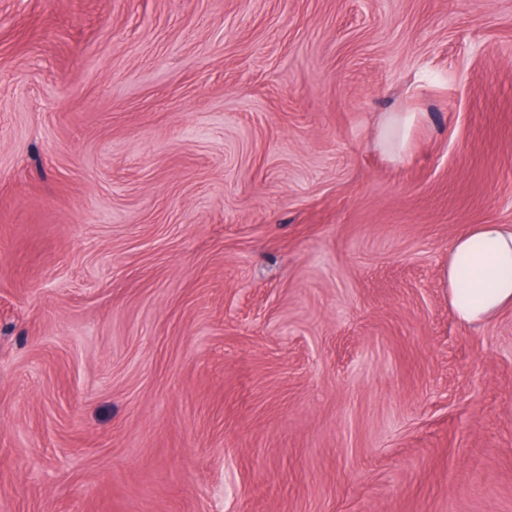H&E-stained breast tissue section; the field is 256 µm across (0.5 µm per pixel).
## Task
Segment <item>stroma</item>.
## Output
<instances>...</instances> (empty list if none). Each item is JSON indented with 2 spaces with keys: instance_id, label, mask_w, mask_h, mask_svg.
Here are the masks:
<instances>
[{
  "instance_id": "35a3bbf8",
  "label": "stroma",
  "mask_w": 512,
  "mask_h": 512,
  "mask_svg": "<svg viewBox=\"0 0 512 512\" xmlns=\"http://www.w3.org/2000/svg\"><path fill=\"white\" fill-rule=\"evenodd\" d=\"M470 224L512 0H0V512H512ZM424 118L422 112H386L380 121L378 146L393 163L403 162L407 155V135Z\"/></svg>"
}]
</instances>
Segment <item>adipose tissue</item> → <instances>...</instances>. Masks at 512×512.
Instances as JSON below:
<instances>
[{
  "label": "adipose tissue",
  "mask_w": 512,
  "mask_h": 512,
  "mask_svg": "<svg viewBox=\"0 0 512 512\" xmlns=\"http://www.w3.org/2000/svg\"><path fill=\"white\" fill-rule=\"evenodd\" d=\"M419 112H387L378 146L393 163L407 155V135L421 122ZM441 283L460 323L479 327L512 308V225L479 224L464 229L448 249Z\"/></svg>",
  "instance_id": "1"
}]
</instances>
